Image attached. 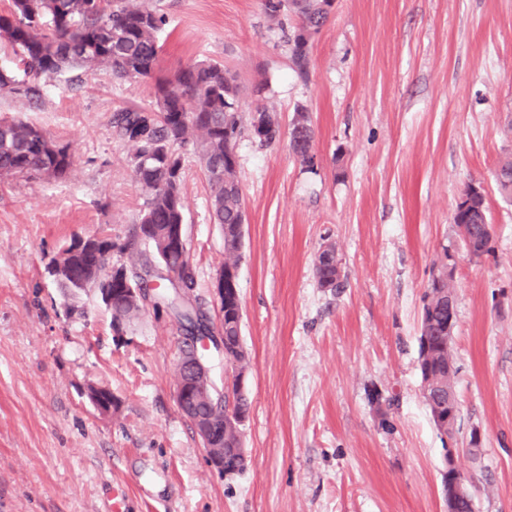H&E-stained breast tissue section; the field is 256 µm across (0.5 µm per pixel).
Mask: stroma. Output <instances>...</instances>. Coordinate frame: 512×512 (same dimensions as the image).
I'll use <instances>...</instances> for the list:
<instances>
[{
  "label": "stroma",
  "instance_id": "1",
  "mask_svg": "<svg viewBox=\"0 0 512 512\" xmlns=\"http://www.w3.org/2000/svg\"><path fill=\"white\" fill-rule=\"evenodd\" d=\"M169 18L160 73L204 60L236 74L244 112L315 127L314 168L287 141L237 146L247 222L239 265L248 461L212 469L176 402L179 337L146 309L112 329L94 289L70 298L46 271L74 235L124 234L143 203L112 113L155 102L151 79L80 69L40 101L0 96L70 145L68 179H0V512H445V443L418 371L423 293L452 254L456 457L475 512H512V204L494 171L512 154V0H336L306 76L261 0H156ZM185 230L211 320L224 236L209 184L184 153ZM495 226L466 256L453 224L467 184ZM335 243L344 286L319 288ZM118 402L99 414L88 385Z\"/></svg>",
  "mask_w": 512,
  "mask_h": 512
}]
</instances>
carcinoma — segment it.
I'll return each instance as SVG.
<instances>
[{
  "label": "carcinoma",
  "instance_id": "1",
  "mask_svg": "<svg viewBox=\"0 0 512 512\" xmlns=\"http://www.w3.org/2000/svg\"><path fill=\"white\" fill-rule=\"evenodd\" d=\"M271 18L293 15L298 23L288 36L295 71L307 73L311 41L304 32L318 31L329 19L328 0H261ZM166 16L143 0H11L10 10L0 13V40L11 45L13 65L0 66V95H21L39 101L41 78L75 66L89 70L105 68L116 79L156 81L155 105L121 107L112 114V135L133 147L130 164L143 194L135 224L125 238L100 233L76 237L52 260L63 258L62 277L57 285L70 295L85 290L84 282L101 275L98 287L113 292L112 324L137 317V311L122 306L125 288L147 287L146 276L162 263L177 268L195 304L187 306L175 291L160 286L154 310L166 308L177 324L211 330L210 317L197 296L198 274L188 249L157 251V237L171 233L184 223L182 150L195 147L210 186L213 221L224 232L227 259L224 275L233 285L224 294V361L236 371L232 385L224 387V405L200 403L187 416H224V471L240 474L245 469L240 449L245 447L243 426L250 401L240 382L247 368L242 343V306L238 287L242 237L239 231L243 194L237 179L238 141L248 135L261 146H272L282 137L276 112L258 106L243 125L236 77L224 65L202 62L178 69L172 76H157L161 45L159 36ZM314 125L307 122L300 138L289 147L307 167L314 166ZM73 165L69 148L52 140L38 126L22 119L0 120V177H30L48 181L65 180ZM502 198L512 202V156L495 171ZM478 200L474 186L464 191L453 214L456 229L466 227L480 257L490 251L492 236L483 214L473 209ZM341 262L336 247L327 244L317 256L314 274L318 286L330 291L342 286ZM450 281L433 277L424 293L421 313L419 371L423 401L439 434L448 421V387L455 376L448 374L453 350L448 348V290Z\"/></svg>",
  "mask_w": 512,
  "mask_h": 512
}]
</instances>
